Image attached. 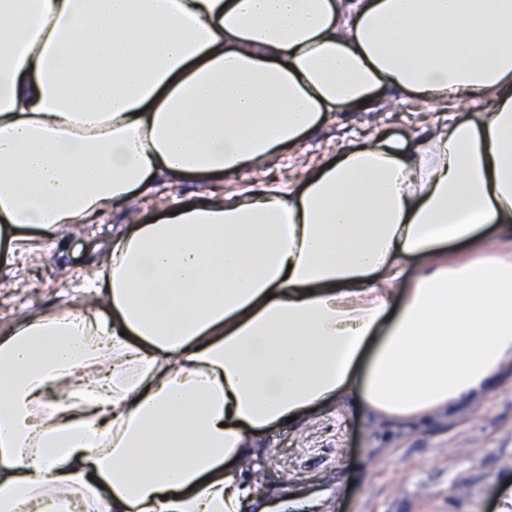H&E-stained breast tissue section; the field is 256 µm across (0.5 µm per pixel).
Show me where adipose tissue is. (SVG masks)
<instances>
[{"label":"adipose tissue","mask_w":512,"mask_h":512,"mask_svg":"<svg viewBox=\"0 0 512 512\" xmlns=\"http://www.w3.org/2000/svg\"><path fill=\"white\" fill-rule=\"evenodd\" d=\"M395 92L442 112L213 191ZM161 177L209 192L115 233L108 313L0 338V512H296L288 418L421 421L512 370V0H0L10 258Z\"/></svg>","instance_id":"1"}]
</instances>
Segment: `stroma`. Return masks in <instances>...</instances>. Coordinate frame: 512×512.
<instances>
[{"label":"stroma","mask_w":512,"mask_h":512,"mask_svg":"<svg viewBox=\"0 0 512 512\" xmlns=\"http://www.w3.org/2000/svg\"><path fill=\"white\" fill-rule=\"evenodd\" d=\"M430 110L417 98L379 97L368 112H340L292 151L284 178L331 156L340 143L380 125L392 137ZM156 209L137 202L52 236H32L29 255L0 257V328L36 311L85 301L83 279L112 245L113 229L148 223ZM267 480L317 504L318 512H500L512 487V372L487 394L420 422L388 423L338 401L266 439Z\"/></svg>","instance_id":"35a3bbf8"}]
</instances>
